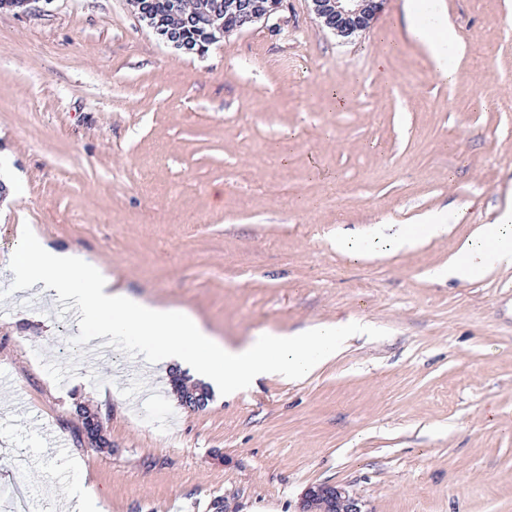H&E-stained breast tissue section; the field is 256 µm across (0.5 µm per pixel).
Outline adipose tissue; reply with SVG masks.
Instances as JSON below:
<instances>
[{
    "mask_svg": "<svg viewBox=\"0 0 512 512\" xmlns=\"http://www.w3.org/2000/svg\"><path fill=\"white\" fill-rule=\"evenodd\" d=\"M405 12L410 34L427 46L437 74L445 79L452 77L460 44L439 0H406ZM447 231V216L431 212L420 219L418 228L399 231L390 238L388 250L407 252ZM510 267L509 206L494 223L480 226L477 242L468 241L459 247L447 275L475 280ZM10 268L27 285L73 301L84 321L99 335L124 339L168 361L189 363L197 374L230 392L243 390L269 374L290 382L304 380L335 359L350 338L373 331L369 324L350 319L316 325L302 336L268 331L245 345L234 346L215 340L191 316L114 288L111 277L77 252L23 237L11 256Z\"/></svg>",
    "mask_w": 512,
    "mask_h": 512,
    "instance_id": "adipose-tissue-1",
    "label": "adipose tissue"
}]
</instances>
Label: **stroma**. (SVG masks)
<instances>
[{
	"label": "stroma",
	"mask_w": 512,
	"mask_h": 512,
	"mask_svg": "<svg viewBox=\"0 0 512 512\" xmlns=\"http://www.w3.org/2000/svg\"><path fill=\"white\" fill-rule=\"evenodd\" d=\"M403 3L344 42L285 0L202 56L128 0L0 13V489L40 494L41 512L79 483L107 512H297L318 483L371 512H512V268L438 276L512 191V0H442L462 44L450 81ZM458 205L408 253L332 246ZM21 234L222 341L351 318L375 333L304 381L192 409L171 384L192 373L122 341L86 368L92 327L9 269Z\"/></svg>",
	"instance_id": "35a3bbf8"
}]
</instances>
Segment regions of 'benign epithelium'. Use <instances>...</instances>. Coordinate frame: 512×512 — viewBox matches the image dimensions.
Returning a JSON list of instances; mask_svg holds the SVG:
<instances>
[{"instance_id":"1","label":"benign epithelium","mask_w":512,"mask_h":512,"mask_svg":"<svg viewBox=\"0 0 512 512\" xmlns=\"http://www.w3.org/2000/svg\"><path fill=\"white\" fill-rule=\"evenodd\" d=\"M38 0H0V11L29 14ZM321 26L350 40L368 30L382 11L384 0H311ZM133 11L170 47L184 53L202 54L203 47L186 38L201 34L213 44L244 27L267 22L284 8V0H210L202 10L187 11L180 0H171L169 18L155 17L142 0H130ZM298 512H371L367 502L344 486L321 483L309 486Z\"/></svg>"}]
</instances>
